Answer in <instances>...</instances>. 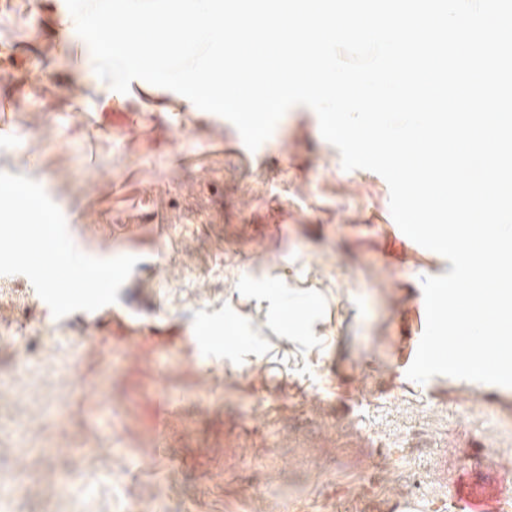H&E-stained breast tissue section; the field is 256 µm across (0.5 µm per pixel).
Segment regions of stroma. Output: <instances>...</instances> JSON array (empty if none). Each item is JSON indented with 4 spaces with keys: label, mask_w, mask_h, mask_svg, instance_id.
Returning <instances> with one entry per match:
<instances>
[{
    "label": "stroma",
    "mask_w": 512,
    "mask_h": 512,
    "mask_svg": "<svg viewBox=\"0 0 512 512\" xmlns=\"http://www.w3.org/2000/svg\"><path fill=\"white\" fill-rule=\"evenodd\" d=\"M56 8L0 0V172L138 262L97 323L0 275V512H461L473 481L512 503V387L406 375L451 264L393 228L386 181L305 106L251 151L162 87L104 103L58 64Z\"/></svg>",
    "instance_id": "stroma-1"
}]
</instances>
